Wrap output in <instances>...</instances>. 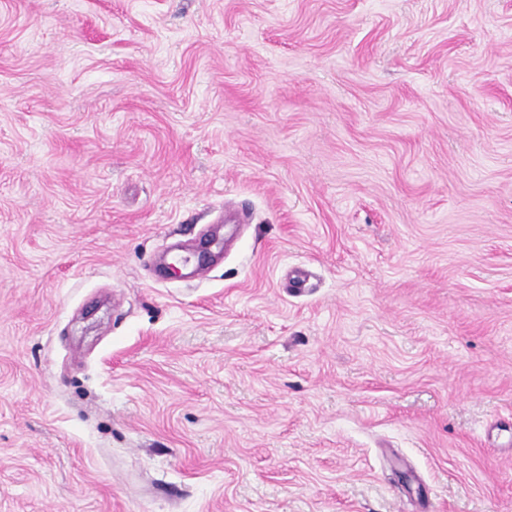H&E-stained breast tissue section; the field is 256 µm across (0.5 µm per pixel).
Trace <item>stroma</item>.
Instances as JSON below:
<instances>
[{
  "mask_svg": "<svg viewBox=\"0 0 512 512\" xmlns=\"http://www.w3.org/2000/svg\"><path fill=\"white\" fill-rule=\"evenodd\" d=\"M497 421L512 0H0V512H512Z\"/></svg>",
  "mask_w": 512,
  "mask_h": 512,
  "instance_id": "stroma-1",
  "label": "stroma"
}]
</instances>
